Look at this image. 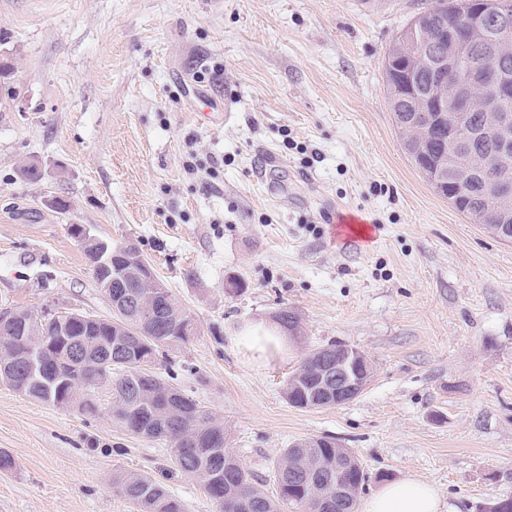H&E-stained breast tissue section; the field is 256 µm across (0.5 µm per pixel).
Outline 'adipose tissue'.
I'll return each instance as SVG.
<instances>
[{"instance_id":"adipose-tissue-1","label":"adipose tissue","mask_w":512,"mask_h":512,"mask_svg":"<svg viewBox=\"0 0 512 512\" xmlns=\"http://www.w3.org/2000/svg\"><path fill=\"white\" fill-rule=\"evenodd\" d=\"M357 512H440V495L433 484L405 477L360 501Z\"/></svg>"}]
</instances>
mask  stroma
Wrapping results in <instances>:
<instances>
[{"label": "stroma", "mask_w": 512, "mask_h": 512, "mask_svg": "<svg viewBox=\"0 0 512 512\" xmlns=\"http://www.w3.org/2000/svg\"><path fill=\"white\" fill-rule=\"evenodd\" d=\"M427 0H0V311L111 318L70 228L130 244L197 332L156 370L223 422L275 491L283 448L327 436L364 495L415 476L444 512L512 497V241L469 223L405 153L384 57ZM36 162L39 183L19 164ZM210 166V175L192 166ZM67 200L66 210L52 198ZM360 218L362 245L332 215ZM243 288L227 293V279ZM294 310L302 337L255 360L243 331ZM364 351L366 390L302 409L308 350ZM0 382V512H137L148 474L219 512L165 442ZM322 366L321 356H316V352L312 349L299 365L289 373L286 381V389L289 388V399L291 404L298 408H305L302 401L310 398V390L313 388L319 375L315 372ZM298 374L296 378L294 375ZM291 381V386L289 385Z\"/></svg>", "instance_id": "1"}]
</instances>
